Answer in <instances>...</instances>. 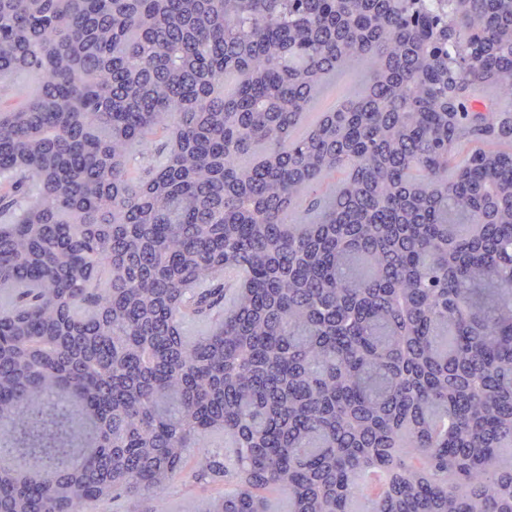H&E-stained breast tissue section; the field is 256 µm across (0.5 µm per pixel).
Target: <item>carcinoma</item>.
<instances>
[{
	"instance_id": "cac0c4a2",
	"label": "carcinoma",
	"mask_w": 512,
	"mask_h": 512,
	"mask_svg": "<svg viewBox=\"0 0 512 512\" xmlns=\"http://www.w3.org/2000/svg\"><path fill=\"white\" fill-rule=\"evenodd\" d=\"M446 2L0 0V512H512V0ZM371 75L367 61L359 60L342 73L329 78L310 112H326L339 106L349 96L360 93ZM201 448H193L187 458L185 468L164 492L163 500L167 510L171 512H192L193 501L198 491L191 477L194 468L193 455ZM149 505L136 497L121 498L109 504L90 503L83 512H143Z\"/></svg>"
}]
</instances>
